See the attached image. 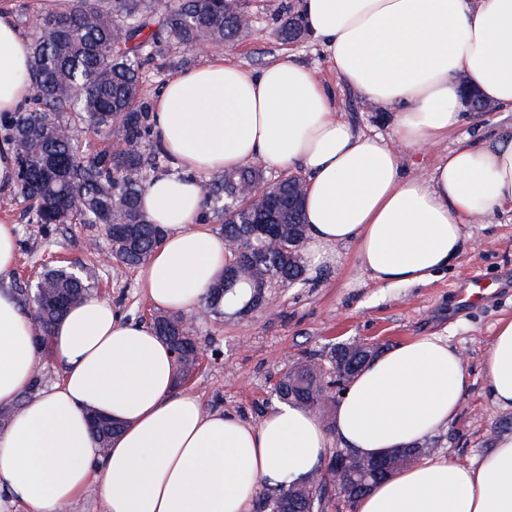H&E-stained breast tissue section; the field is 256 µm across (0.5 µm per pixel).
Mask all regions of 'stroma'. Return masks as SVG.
Listing matches in <instances>:
<instances>
[{"label":"stroma","mask_w":512,"mask_h":512,"mask_svg":"<svg viewBox=\"0 0 512 512\" xmlns=\"http://www.w3.org/2000/svg\"><path fill=\"white\" fill-rule=\"evenodd\" d=\"M297 0H263L251 33L216 48L219 56L259 69L284 55L318 70L335 92L334 110L367 132L391 137L390 113L367 104L334 76L309 36L286 43L277 36L282 10ZM512 131V112L469 113L466 123L436 145L403 157L406 171L427 176L440 157L463 137L481 138ZM25 204L15 191L0 192V223L16 227L18 258L0 287L20 292L34 287L44 268L62 261L83 263L92 273L90 292L119 306L122 313L151 324L159 312L140 284V270L110 259L102 226L76 224L46 240L40 225L27 223ZM97 250H89V241ZM494 289L475 304L462 305L459 290L471 274ZM275 315L257 309L239 317H214L206 307L193 314L201 352L180 390L199 396L206 409L236 414L251 424L279 405L278 377L307 354L332 343L374 340L391 347L415 336L442 334L461 353L471 376L466 397L448 427L428 436L431 456L468 464L492 451L498 435L512 432V409L492 404L484 357L499 320L512 317V211L505 210L465 227V244L454 263L425 285L386 287L370 280L355 261L353 245L337 246L322 266L306 269L302 280L275 289Z\"/></svg>","instance_id":"obj_1"}]
</instances>
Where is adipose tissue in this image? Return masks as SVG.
I'll return each mask as SVG.
<instances>
[{
	"label": "adipose tissue",
	"mask_w": 512,
	"mask_h": 512,
	"mask_svg": "<svg viewBox=\"0 0 512 512\" xmlns=\"http://www.w3.org/2000/svg\"><path fill=\"white\" fill-rule=\"evenodd\" d=\"M299 13L334 74L391 113L396 136L338 118L331 88L289 56L258 70L217 56L171 78L152 114L171 169L141 195L163 231L141 274L155 309L194 312L229 259L202 218L198 177L212 171L301 169L308 262L350 243L387 284L429 282L461 253L463 225L512 210V133L460 141L426 178L402 168L403 153L464 124L465 88L512 112V0H300ZM30 94L25 41L0 5V112ZM38 334L1 288L0 403L26 402L0 431V506L24 512H70L92 483L104 512H250L260 487L315 471L332 441L378 457L446 427L470 383L447 337L418 336L353 378L332 427L290 404L253 425L178 390L169 345L106 299L86 297L57 322L48 341L63 377L34 394ZM484 365L491 400L512 409V317ZM94 413L121 425L108 448ZM355 512H512V434L476 464L404 468Z\"/></svg>",
	"instance_id": "obj_1"
}]
</instances>
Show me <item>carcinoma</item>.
I'll use <instances>...</instances> for the list:
<instances>
[{"mask_svg":"<svg viewBox=\"0 0 512 512\" xmlns=\"http://www.w3.org/2000/svg\"><path fill=\"white\" fill-rule=\"evenodd\" d=\"M252 0H63L50 12L19 5L28 42L32 95L19 112L0 113V142L12 147L17 195L28 204L29 222L48 233L61 225L110 224L106 229L112 254L129 267L146 263L162 239L140 205L145 170L166 159L150 105L141 97L145 66L169 45L195 53L201 39L212 49L249 34L243 17ZM303 33L299 16L284 19L278 29L284 41ZM118 129L119 144L85 154L82 134L105 135ZM150 152H145V147ZM267 181L266 171L249 164L220 172L201 183L206 220L222 225L228 267L206 298L210 312L222 316L224 296L247 289L234 310L245 315L257 307L265 287L288 284L305 273L302 243L306 235L302 189L305 178L278 184L267 204L247 200L253 187ZM89 275L68 266L45 270L29 300L38 310V326L48 336L62 315L56 307L64 296L74 303L88 295ZM154 327L176 353L180 372L197 360L194 327L179 315L159 316ZM348 344L311 355L281 374L278 398L323 413L330 402L321 396L324 380L353 375L378 352L348 356ZM429 451L416 443L393 454L391 464L409 465ZM347 474L329 470L278 488H262L257 512L303 509L313 493L315 512H325L331 495L358 497Z\"/></svg>","mask_w":512,"mask_h":512,"instance_id":"obj_1","label":"carcinoma"}]
</instances>
